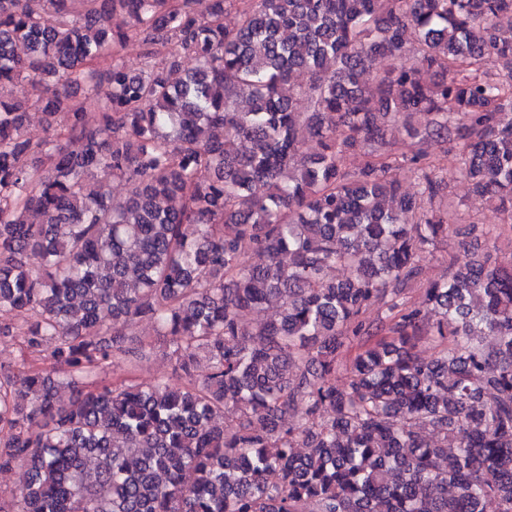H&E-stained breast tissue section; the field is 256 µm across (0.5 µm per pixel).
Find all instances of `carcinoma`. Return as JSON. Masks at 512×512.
I'll return each instance as SVG.
<instances>
[{
  "label": "carcinoma",
  "mask_w": 512,
  "mask_h": 512,
  "mask_svg": "<svg viewBox=\"0 0 512 512\" xmlns=\"http://www.w3.org/2000/svg\"><path fill=\"white\" fill-rule=\"evenodd\" d=\"M103 83L90 112L75 90ZM507 102L512 0H0V340L50 361L0 373V473L28 477L0 512H512V258L401 303L448 210L426 156L391 153L455 133L512 224ZM141 322L175 380L136 379ZM110 359L129 376L104 382Z\"/></svg>",
  "instance_id": "1"
}]
</instances>
